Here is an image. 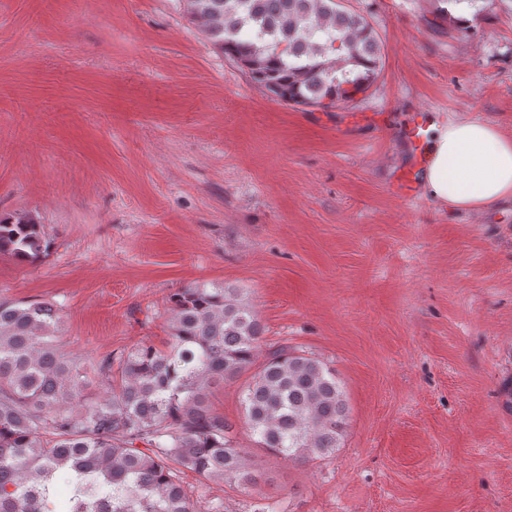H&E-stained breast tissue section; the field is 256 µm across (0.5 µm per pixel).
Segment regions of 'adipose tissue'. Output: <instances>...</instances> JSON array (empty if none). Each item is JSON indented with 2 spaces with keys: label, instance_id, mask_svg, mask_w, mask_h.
<instances>
[{
  "label": "adipose tissue",
  "instance_id": "1",
  "mask_svg": "<svg viewBox=\"0 0 512 512\" xmlns=\"http://www.w3.org/2000/svg\"><path fill=\"white\" fill-rule=\"evenodd\" d=\"M424 196L458 211H482L512 200V138L476 120L428 117Z\"/></svg>",
  "mask_w": 512,
  "mask_h": 512
}]
</instances>
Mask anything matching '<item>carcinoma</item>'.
Masks as SVG:
<instances>
[{
  "instance_id": "carcinoma-1",
  "label": "carcinoma",
  "mask_w": 512,
  "mask_h": 512,
  "mask_svg": "<svg viewBox=\"0 0 512 512\" xmlns=\"http://www.w3.org/2000/svg\"><path fill=\"white\" fill-rule=\"evenodd\" d=\"M224 57L272 99L328 112L365 93L382 68L368 21L342 0H187ZM52 247L30 214L0 215V255L36 264ZM169 341L108 353L90 378L58 343L61 307L0 299V512H200L179 473L257 485L211 388L243 380L257 447L292 463L340 448L348 408L336 372L286 345L258 361L263 327L237 288L196 283L171 298ZM144 444L140 449L138 444ZM64 475L72 494L58 501Z\"/></svg>"
}]
</instances>
